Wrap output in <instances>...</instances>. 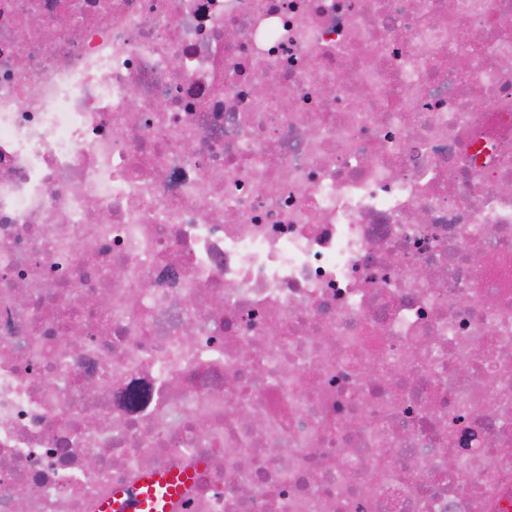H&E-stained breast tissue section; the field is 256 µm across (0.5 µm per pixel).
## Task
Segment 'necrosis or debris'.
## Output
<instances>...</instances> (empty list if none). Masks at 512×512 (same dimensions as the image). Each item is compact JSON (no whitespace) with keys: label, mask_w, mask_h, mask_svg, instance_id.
<instances>
[{"label":"necrosis or debris","mask_w":512,"mask_h":512,"mask_svg":"<svg viewBox=\"0 0 512 512\" xmlns=\"http://www.w3.org/2000/svg\"><path fill=\"white\" fill-rule=\"evenodd\" d=\"M159 472L512 512V0H0V512Z\"/></svg>","instance_id":"obj_1"}]
</instances>
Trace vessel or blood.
<instances>
[{
	"label": "vessel or blood",
	"instance_id": "vessel-or-blood-1",
	"mask_svg": "<svg viewBox=\"0 0 512 512\" xmlns=\"http://www.w3.org/2000/svg\"><path fill=\"white\" fill-rule=\"evenodd\" d=\"M183 486L182 480L173 477H148L115 492L104 512H170Z\"/></svg>",
	"mask_w": 512,
	"mask_h": 512
}]
</instances>
